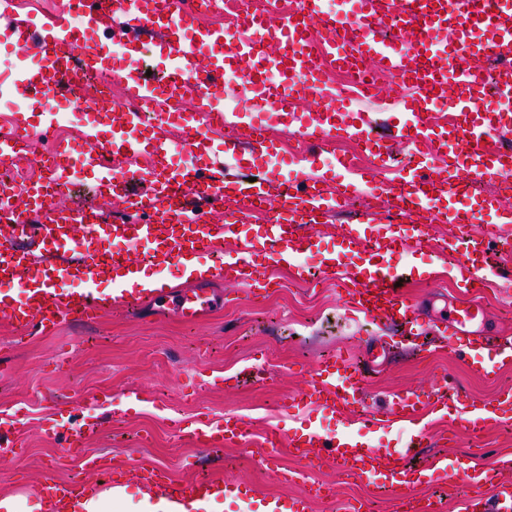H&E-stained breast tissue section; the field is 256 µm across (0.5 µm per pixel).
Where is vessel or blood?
<instances>
[{
	"instance_id": "obj_1",
	"label": "vessel or blood",
	"mask_w": 512,
	"mask_h": 512,
	"mask_svg": "<svg viewBox=\"0 0 512 512\" xmlns=\"http://www.w3.org/2000/svg\"><path fill=\"white\" fill-rule=\"evenodd\" d=\"M10 6L11 0H0L5 31L31 58L15 69L12 89L24 98L36 95L40 135L54 136L56 102L76 98L87 77L122 82L126 97L119 105L104 99L86 109L84 146L56 147L50 176L0 188L1 195L25 198L23 208L0 225V279L16 288L0 304L1 320L37 336L114 307L136 308L157 295L131 285L142 264L159 272L194 261L209 275L192 279L176 304L192 321L216 304L209 279L269 288L270 266L291 267L294 277L304 279L307 269L295 259L317 252L322 274L340 277L347 306L398 327L402 343L412 346L435 333L470 358L472 370L488 381L512 359V341L495 343L484 327L485 311L472 297L505 277L502 268L489 267L487 256L498 247L501 229L512 225V209L478 201L472 189L488 179L512 178V149L500 143L512 131V111L483 92V78L470 65L476 57L502 59L494 88L512 95V0H339L332 13L323 12L322 0H300L297 15L276 31L249 9L239 12L233 29L198 27L186 0H69L66 10L39 23ZM314 24L322 34L317 46L307 38ZM268 41L275 44L273 53L259 55ZM116 42L123 48L118 60L112 56ZM147 50L165 64L161 79L146 76L142 68ZM369 63L401 81L420 75L433 85L454 83L448 120L433 123L434 98L410 101L394 89L378 97L393 136L375 133L370 113L326 107L300 135L307 144V171L273 165L253 182L236 174L235 164L270 150L267 130L252 117L249 102L292 115L327 90V67L361 70ZM241 68L247 71L239 82L242 102L225 109L232 74ZM174 114L185 135L181 142L169 131ZM148 122L156 129L150 138L141 131ZM105 129L111 136L103 141L99 135ZM215 130L222 139L212 138ZM29 136L20 118L1 127L0 163L14 162ZM394 136L430 145L432 153L388 180L383 173ZM342 137L358 141L377 165L374 172L357 174L352 160L337 158L331 184L317 168L322 154ZM81 174L97 197L119 196L120 209L107 215L57 204ZM363 197L368 205L332 250H321L317 237L304 232V225L324 223ZM402 215L414 218L406 235L391 230ZM480 223L486 231L449 239V250L460 256L454 270L457 303L446 316L429 318L400 287L386 257L401 249L418 253L431 225ZM138 244L145 247L140 259L131 254ZM103 282L113 284L110 295L96 293ZM302 400L340 416L363 406L360 368L340 355L321 361ZM446 401L443 387L424 395L410 392L394 397L392 413L412 422L421 410ZM58 415L56 430L66 435L72 452H82L100 430L98 422L79 418L75 405H63ZM247 434L244 420L228 415L195 427L188 437L196 447L212 449ZM289 444L308 463L333 460L337 471L353 480L401 493L409 483L402 448L382 450L349 432L328 437L315 430ZM427 469L442 487L462 480L475 486L486 477L460 456L436 458ZM141 480L147 495L165 500L169 512H182L189 500L242 494L239 485L212 476L176 485L146 468ZM120 486L115 479L103 485L48 476L38 492L47 512H69L73 499ZM323 492V485L314 484L303 495L266 497L260 504L263 512H310L312 499ZM396 509L444 512V505L438 498L416 500L402 493Z\"/></svg>"
}]
</instances>
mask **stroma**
<instances>
[{"label": "stroma", "instance_id": "1", "mask_svg": "<svg viewBox=\"0 0 512 512\" xmlns=\"http://www.w3.org/2000/svg\"><path fill=\"white\" fill-rule=\"evenodd\" d=\"M277 277L280 287L254 300L248 283L214 281L217 304L195 322L183 320L166 299L136 310L112 308L47 336L0 323V418L17 417L21 442L17 457L0 460V496H18L23 512H40L35 488L46 475L95 482L119 465L129 494L121 510L137 512L142 496L135 470L145 466L179 484L206 474L222 477L259 496L286 498L319 482L330 485L333 495L314 501L312 512H343L351 502L364 512H395V493L338 476L330 462L309 466L288 446L277 450V471L265 467L268 431L289 438L312 428L329 434L339 428L340 417L296 401L317 364L338 353L363 362L368 342L390 344L393 336L390 327L349 312L336 280L300 283L285 268ZM405 289L433 318L447 314L454 293L445 277L414 278ZM445 383L460 393L446 411L425 410L412 424L391 419L395 394ZM362 387L367 409L379 420L369 435L374 447H402L419 428L423 438L412 466H426L439 455H466L473 464L495 468L496 481L483 487L484 496L495 494L496 483L512 485V466L499 464L502 454L512 452V414L474 433L463 407L465 400L490 401L512 389V361L490 384L445 344L432 343L424 357L393 348L382 365L366 371ZM105 392L110 400H102ZM81 400L103 423L87 448L86 458L100 463L96 469L70 455L64 439L49 436L56 406ZM227 415L243 418L249 435L216 451H201L174 430L178 422H217Z\"/></svg>", "mask_w": 512, "mask_h": 512}]
</instances>
